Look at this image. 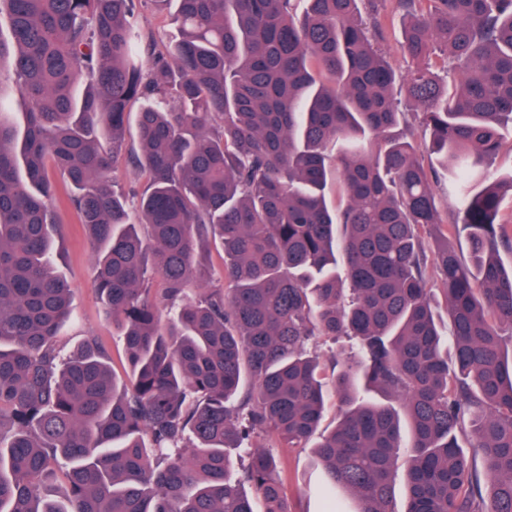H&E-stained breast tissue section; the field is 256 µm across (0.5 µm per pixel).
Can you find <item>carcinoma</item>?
Segmentation results:
<instances>
[{
	"instance_id": "cac0c4a2",
	"label": "carcinoma",
	"mask_w": 512,
	"mask_h": 512,
	"mask_svg": "<svg viewBox=\"0 0 512 512\" xmlns=\"http://www.w3.org/2000/svg\"><path fill=\"white\" fill-rule=\"evenodd\" d=\"M146 2L175 4L164 48L131 23L135 0H0V88L25 104L18 121L0 96V512H290L251 440L316 435L318 334L355 348L315 445L354 512H512V225L496 222L512 177L488 170L512 124V0ZM390 7L406 18L399 83L372 43ZM438 50L451 97L421 64ZM121 157L145 179L133 204L109 177ZM51 167L93 241L124 380L97 337L58 344L72 309ZM440 169L466 257L441 228ZM371 392L400 403L409 443Z\"/></svg>"
}]
</instances>
